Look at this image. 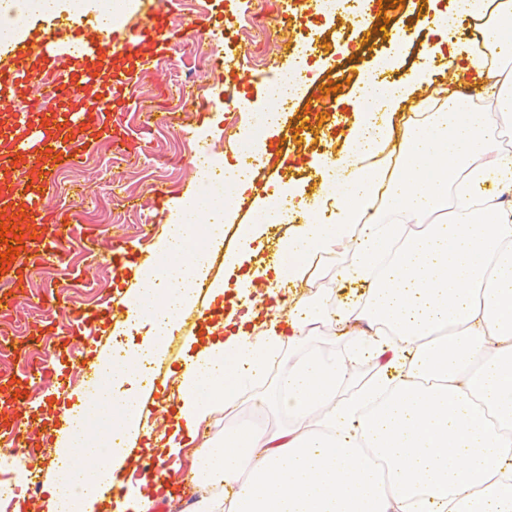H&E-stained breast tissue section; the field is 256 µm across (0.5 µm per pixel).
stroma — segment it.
<instances>
[{
	"label": "stroma",
	"mask_w": 512,
	"mask_h": 512,
	"mask_svg": "<svg viewBox=\"0 0 512 512\" xmlns=\"http://www.w3.org/2000/svg\"><path fill=\"white\" fill-rule=\"evenodd\" d=\"M427 9V0H404L388 8L386 15L375 16V23L414 29L412 41L397 45L379 39L359 54H352L355 31L341 18H324L314 14L293 15L285 12L284 0H167L165 22L179 30L175 41L156 42L145 39L138 51L154 55L157 69L136 78L131 100L120 120L137 152L121 156L98 148L79 162L59 168L53 186L45 192L50 209L73 214L77 223L74 239L67 245L65 263L54 260L28 262L27 292L40 295V305H23L19 311L5 313L0 329L10 339L19 341L31 327L52 322L59 331L72 326L73 315L85 313L89 321L75 350L57 346L54 336L37 346L46 359L50 381L34 387L24 381L26 364L19 355L0 351V375L18 378V393L27 397L25 414L39 420L31 445L43 449L35 497H42L41 486L53 479L61 458L55 443L66 428L65 406L71 405L72 391L82 390L85 365L95 356L122 352L140 343L142 335L126 325V309L119 306L125 291L134 281L128 267L116 265L110 251H97L98 263L88 267L82 239L87 228L112 239L126 250V258L140 263L152 251L156 237L165 228L166 212L157 204L159 193L174 200L199 189L190 180L188 168L206 164L214 173L233 172L240 166L239 140L254 122L252 108L214 110L212 126L197 129L190 120L194 103L210 94L221 98L259 99L263 90L255 82L236 73L233 81L216 84L209 79L213 58L232 56L245 70L267 77L278 75L297 57H305L310 68L304 80L299 103L285 113L277 135L270 137L272 157L254 175L256 195L265 188L285 186L296 201L310 202L319 194L327 172L326 155L340 151L336 136L352 122L360 120L356 112L358 91L365 76L375 71L380 54H390L394 62L385 75L399 83L422 61L424 45L435 42L434 34L419 23ZM222 17L223 24L213 30L200 29L204 15ZM337 92H330V84ZM323 106L319 117L308 112L309 104ZM259 209L232 207L224 224V242L215 249L202 286L196 287L194 302L181 315L179 329L169 336L160 359L152 362L149 376L141 384V400L153 409L152 420L141 421L130 431L126 443L134 454L150 448H164L175 442L178 455L161 458L155 466L167 487L157 494L156 502L176 504L183 496L182 470L195 467L198 457L218 444L224 431L223 408H216L198 427L195 437L177 431L170 415L181 396L177 369L206 345L207 327L224 320L225 310L213 301V288L226 274L224 256L239 251L246 225L259 222ZM352 260L350 252L316 258L309 282L281 288L279 296L285 307H292L300 297L311 295L313 285L329 282L327 305L339 306L342 296L359 297V289L335 287L336 275Z\"/></svg>",
	"instance_id": "obj_1"
}]
</instances>
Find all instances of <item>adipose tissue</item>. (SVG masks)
I'll return each instance as SVG.
<instances>
[{
	"label": "adipose tissue",
	"instance_id": "ef3b65f1",
	"mask_svg": "<svg viewBox=\"0 0 512 512\" xmlns=\"http://www.w3.org/2000/svg\"><path fill=\"white\" fill-rule=\"evenodd\" d=\"M432 31L452 69L449 79L422 65L392 89L366 81L359 96L379 102L376 124L350 127L331 160L341 176L303 208L304 221L273 264H253L250 242L226 255L236 277L215 288H258L306 279L314 257L351 251L338 282L367 286L364 300L336 312L322 297L298 301L286 322L228 312L223 335L195 351L182 374L177 427L196 431L214 408L228 424L224 444L199 461L237 487L226 512H512V153L499 121L512 123V0H496L482 30L471 29L463 0ZM134 0H0V39L22 31L18 18L45 21L67 12L93 15L108 27ZM492 56L484 70L472 52ZM487 85L495 113L463 112V81ZM430 88L440 107L405 124L392 140L403 103ZM392 150L395 162L378 157ZM250 187L187 194L170 203L167 231L151 257L134 265L127 323L145 329L121 356L96 358L101 386L82 426L61 441L70 469L44 488L45 512H111L108 493L123 488L122 440L140 421V396L130 383L140 364L160 356L166 336L193 300L192 283L224 241L234 197ZM351 325L349 360L316 354L264 376L268 356L317 335L320 327ZM392 328L387 339L381 325ZM369 360L372 375L356 380L348 361ZM265 384L288 427L270 432L236 423L248 384Z\"/></svg>",
	"mask_w": 512,
	"mask_h": 512
}]
</instances>
